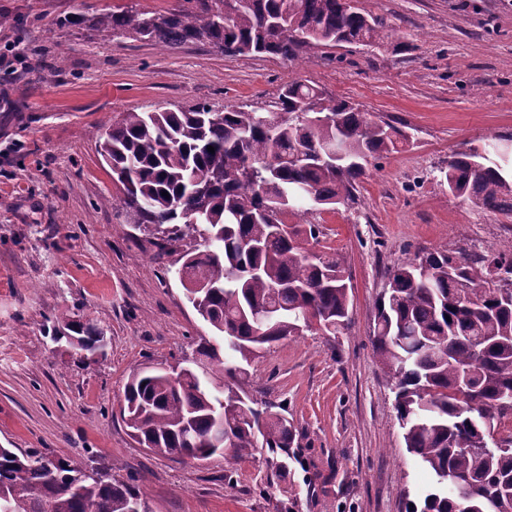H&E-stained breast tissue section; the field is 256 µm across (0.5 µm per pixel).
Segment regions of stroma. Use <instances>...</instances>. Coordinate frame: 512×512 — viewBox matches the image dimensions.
Listing matches in <instances>:
<instances>
[{
    "mask_svg": "<svg viewBox=\"0 0 512 512\" xmlns=\"http://www.w3.org/2000/svg\"><path fill=\"white\" fill-rule=\"evenodd\" d=\"M178 3L0 0V446L107 466L151 512H405L431 475L405 448L373 349L375 301L420 250L512 244V217L454 197L442 175L454 151L512 136V0H356L388 36L337 48L334 61L165 49L90 24L116 6ZM294 80L410 139L369 166L354 203L305 217L348 260L349 325L287 337L247 368L250 397L282 405L292 425L287 469L265 448L238 462L155 455L120 417L129 369L181 356L210 330L167 275L172 256L127 222L104 132L132 109L262 111ZM64 313L97 321L101 356L51 342L45 329Z\"/></svg>",
    "mask_w": 512,
    "mask_h": 512,
    "instance_id": "1",
    "label": "stroma"
}]
</instances>
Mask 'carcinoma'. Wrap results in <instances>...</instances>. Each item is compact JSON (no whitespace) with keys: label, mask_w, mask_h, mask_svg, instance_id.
<instances>
[{"label":"carcinoma","mask_w":512,"mask_h":512,"mask_svg":"<svg viewBox=\"0 0 512 512\" xmlns=\"http://www.w3.org/2000/svg\"><path fill=\"white\" fill-rule=\"evenodd\" d=\"M182 0L169 12L116 9L99 16L107 38L128 31L170 48L214 45L229 56L325 52L371 46L384 22L354 0ZM269 112L205 105L124 112L100 153L121 185L119 204L178 255L168 267L214 336L203 338L172 384L137 365L121 417L142 447L172 459H207L257 448L288 456V418L260 410L243 388L242 363L299 331L336 334L349 320L346 258L315 251L321 231L286 221L318 207L355 202L367 166L408 141L398 126L316 86L293 81ZM214 147L209 152L207 146ZM448 193L512 215V144L448 157ZM168 196H162V193ZM211 241L201 251L186 242ZM512 244L497 251L418 252L398 265L375 303L373 346L395 393L406 448L431 474L422 506L407 512H512ZM51 340L91 356L104 333L61 316ZM486 446L477 448V440ZM0 512H149L134 485L88 477L63 456L0 448Z\"/></svg>","instance_id":"1"}]
</instances>
